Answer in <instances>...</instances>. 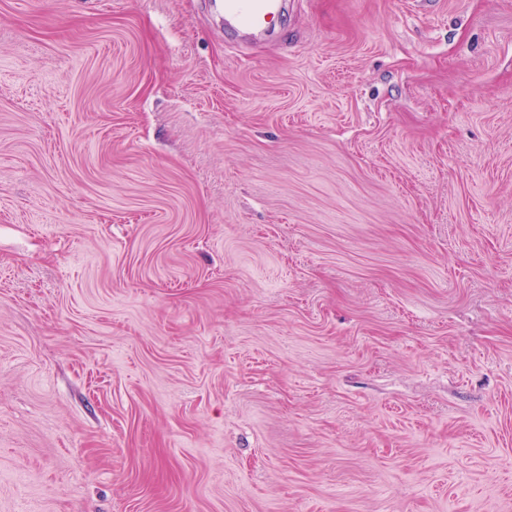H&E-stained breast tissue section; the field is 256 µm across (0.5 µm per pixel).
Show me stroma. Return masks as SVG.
Segmentation results:
<instances>
[{
	"mask_svg": "<svg viewBox=\"0 0 512 512\" xmlns=\"http://www.w3.org/2000/svg\"><path fill=\"white\" fill-rule=\"evenodd\" d=\"M0 512H512V0H0ZM224 21L229 28L244 26L259 33L268 27L270 14L278 15L282 0H224Z\"/></svg>",
	"mask_w": 512,
	"mask_h": 512,
	"instance_id": "stroma-1",
	"label": "stroma"
}]
</instances>
